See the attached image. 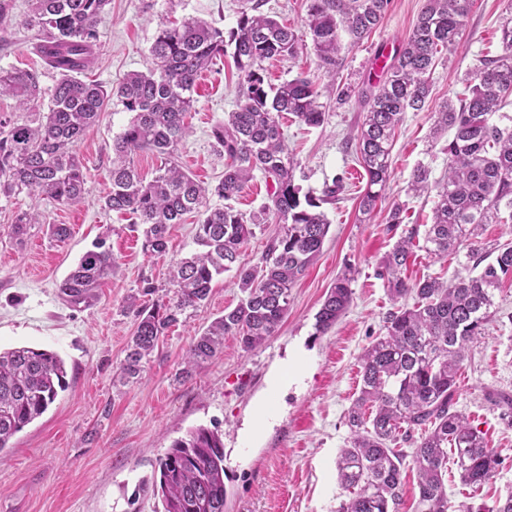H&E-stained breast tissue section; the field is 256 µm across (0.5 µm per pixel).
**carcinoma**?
I'll return each instance as SVG.
<instances>
[{"label": "carcinoma", "mask_w": 512, "mask_h": 512, "mask_svg": "<svg viewBox=\"0 0 512 512\" xmlns=\"http://www.w3.org/2000/svg\"><path fill=\"white\" fill-rule=\"evenodd\" d=\"M110 0H31L23 26L33 32L37 70H0V95L11 93L28 108L49 96L47 111L33 120L0 119V195L26 188L59 206L82 201L87 172L76 152L86 131L117 98L131 118L112 144L111 187L104 207L129 213L145 225L143 249L162 254L169 229L188 213L198 215L195 243L200 250L172 265L175 288L168 303L136 310V326L121 374L133 378L142 360L178 317L204 303L212 282L235 270L242 293L239 303L214 319L186 350L188 366L223 352L224 337L234 336L245 351L274 335L288 315L291 289L322 251L330 222L322 205L336 198V185L322 195H301L295 184L297 162L288 151L279 118L286 113L318 127L324 121L321 92L305 76L277 85L265 81L262 63L289 59L305 47L303 36L261 11L262 0H248L237 27L224 30L188 18L160 24L149 52L155 67L132 72L115 90L79 76L95 62L99 24ZM306 28L318 66L333 75L345 48L342 34L357 44L382 19L388 0H306ZM472 0H427L412 32L386 76L366 94L367 112L357 136L367 175L359 211L371 215L390 179L395 131L405 112L419 111L431 94L430 75L437 54L449 48L462 29ZM11 0H0V51L11 45ZM502 52L484 60L467 78L466 97L446 102L436 113L434 133L450 134L448 171L433 183L422 166L413 171L409 190L435 193L433 222L407 229L378 262L376 276L395 303L414 297L389 313L385 332L360 356V387L347 411L350 438L336 462L348 499L338 512H399L402 471L411 457L418 474L417 512H450L448 464L462 484L480 488L500 466L485 434L454 410L458 372L470 344L485 335L494 317L495 291L512 279V245L488 251L470 249L469 274L448 280L427 276L410 282L404 276L416 239L429 257L446 256L476 238L485 224L512 210V125L499 126L491 116L512 94V15L501 26ZM231 53L240 72L237 109L211 130L227 163L224 177L211 188L201 186L177 163L189 130L183 117L194 105L198 75L214 59ZM55 77L47 90L41 76ZM142 152L166 163L149 182L134 165ZM259 171L271 179L267 201L250 217L228 204ZM216 197L219 205L210 203ZM283 225L258 262L238 265L240 251L257 226L269 218ZM40 223L39 213L21 211L12 224L20 239ZM115 259L106 249L89 250L59 285L68 306L88 305L112 276ZM351 278H336L315 315V334H326L352 301ZM63 361L53 352L18 347L0 350V454L11 438L46 412L66 390ZM419 436H414V430ZM413 446L411 454L397 448ZM159 477L152 490L160 512H224V442L216 430L198 427L173 442L157 460ZM457 512H512V492L494 505L462 504Z\"/></svg>", "instance_id": "1"}]
</instances>
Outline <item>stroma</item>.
<instances>
[{"instance_id":"stroma-1","label":"stroma","mask_w":512,"mask_h":512,"mask_svg":"<svg viewBox=\"0 0 512 512\" xmlns=\"http://www.w3.org/2000/svg\"><path fill=\"white\" fill-rule=\"evenodd\" d=\"M17 20L12 45L0 52V69L36 68L31 33L22 21L29 0H12ZM242 0H111L99 24L94 68L85 77L115 88L133 71L152 65L149 48L160 23L199 18L224 30L235 28ZM426 0H389L379 26L361 43L347 47L335 76L319 69L312 48L292 59L266 62L269 82L305 74L317 85L334 84L347 99L323 98L324 122L308 127L291 115L280 120L289 152L297 160L296 182L320 194L324 184L342 178L345 193L326 206L330 228L317 261L293 287L288 315L278 332L252 351L236 338L224 339L222 354L182 375V357L203 326L234 307L240 297L236 275L214 283L204 305L162 336L144 359L141 377L120 376L135 328L131 297L155 287L156 298L173 294L170 268L196 251L195 217L173 225L164 253L144 252L143 227L129 215L103 209L110 186L112 140L130 113L110 103L99 122L77 145L87 170L82 201L64 207L28 191L0 195V347H32L57 353L68 387L34 422L17 433L0 454V512H153L156 501L144 487L159 457L190 430L215 428L224 439L225 512H337L348 493L338 480L336 459L350 437L346 414L359 391V356L376 336L394 304L376 275L380 258L413 224L432 221L433 200L407 186L417 165L440 179L447 166L446 138L431 139L434 114L465 92V75L500 51V20L512 0H473L462 31L437 61L432 94L423 110L406 112L390 156L391 179L371 216L360 213L359 195L367 175L357 159V134L366 110L364 94L376 82L372 60L411 33ZM239 72L231 56L218 59L196 81V102L184 122L190 135L178 161L202 185L224 174V157L211 129L234 109ZM403 221L390 224L392 205ZM37 210L39 224L23 239L11 234L17 212ZM64 224L65 239L50 238L45 227ZM116 260L110 279L87 307H70L59 285L97 241ZM466 253L445 260L418 252L405 275H467ZM350 272L353 301L336 325L316 335L315 315L330 285ZM497 313L479 343L468 351L455 394V407L481 429L501 465L492 481L474 490L456 472L448 474L451 504L493 503L512 491V418L501 395L512 396V282L496 297ZM299 359L302 377L285 384L269 425L248 428L259 401L270 391L285 361Z\"/></svg>"}]
</instances>
